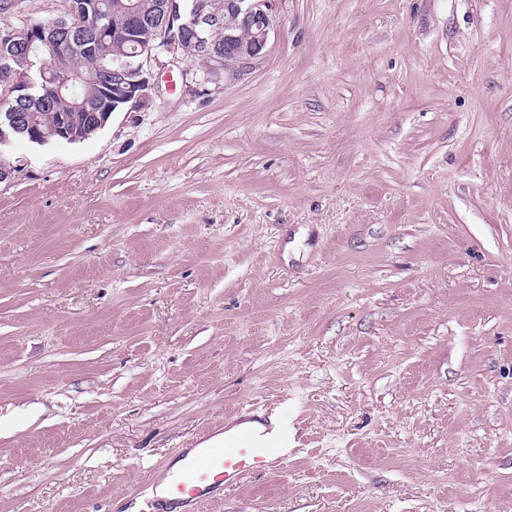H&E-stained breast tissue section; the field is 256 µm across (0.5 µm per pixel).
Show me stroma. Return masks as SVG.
<instances>
[{
	"mask_svg": "<svg viewBox=\"0 0 512 512\" xmlns=\"http://www.w3.org/2000/svg\"><path fill=\"white\" fill-rule=\"evenodd\" d=\"M275 14L239 79L163 51L0 150V512H148L242 406L288 458L204 512H512V0Z\"/></svg>",
	"mask_w": 512,
	"mask_h": 512,
	"instance_id": "stroma-1",
	"label": "stroma"
}]
</instances>
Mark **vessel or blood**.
Wrapping results in <instances>:
<instances>
[{
    "mask_svg": "<svg viewBox=\"0 0 512 512\" xmlns=\"http://www.w3.org/2000/svg\"><path fill=\"white\" fill-rule=\"evenodd\" d=\"M252 413L241 417L243 426L218 440L205 439L177 451L148 484L154 512H199L220 499L225 490L251 475L276 469L288 457L286 448L260 440L247 429Z\"/></svg>",
    "mask_w": 512,
    "mask_h": 512,
    "instance_id": "b4317fda",
    "label": "vessel or blood"
}]
</instances>
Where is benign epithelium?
<instances>
[{
	"instance_id": "7a95c632",
	"label": "benign epithelium",
	"mask_w": 512,
	"mask_h": 512,
	"mask_svg": "<svg viewBox=\"0 0 512 512\" xmlns=\"http://www.w3.org/2000/svg\"><path fill=\"white\" fill-rule=\"evenodd\" d=\"M121 7L129 24L120 38L131 45V51L112 57L109 68L103 61L107 59L105 46L112 27L109 14L99 0L73 3L67 19L27 28L25 56L41 59L45 99L73 95L85 83L100 85L96 100L74 99L72 111L82 113V117L58 114L53 134L62 140L73 139L76 126L81 123L96 131L117 111L141 109L154 89L146 64L158 52L171 49L199 61L208 81L235 78L262 54L274 26L271 0H191L189 4L182 0H161L151 11L142 0H125ZM227 14L247 25L251 37L244 41L235 28L226 27L224 49L211 50L209 33L223 25ZM79 53L93 57L96 66L85 70L72 65ZM3 68L8 70L6 94L19 101L26 99L32 87L29 71L8 63ZM27 125L25 113H6L5 119H0V148L14 139L12 132Z\"/></svg>"
}]
</instances>
